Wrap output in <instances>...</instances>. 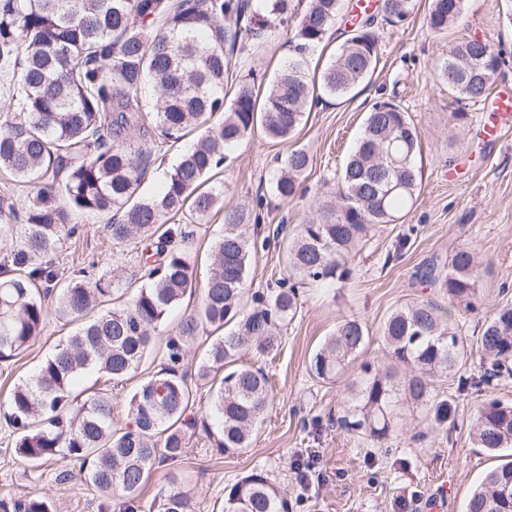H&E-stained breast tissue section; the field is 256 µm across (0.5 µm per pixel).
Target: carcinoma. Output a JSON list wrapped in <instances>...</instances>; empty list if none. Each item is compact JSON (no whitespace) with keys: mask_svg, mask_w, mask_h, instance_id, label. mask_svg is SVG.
I'll return each instance as SVG.
<instances>
[{"mask_svg":"<svg viewBox=\"0 0 512 512\" xmlns=\"http://www.w3.org/2000/svg\"><path fill=\"white\" fill-rule=\"evenodd\" d=\"M342 0H309L298 17L294 49L280 74L258 92L241 77L230 102L224 83L232 58L272 32L288 14V0H0V73L11 75V112L0 113V173L39 188L22 211L0 208V360L7 361L41 335L45 300L54 313L77 322L39 370L15 386L0 412L16 432L14 452L37 465L76 462L101 498L100 512L118 500L139 512L141 488L155 464L182 460L190 438L202 433L226 454L250 447L274 398L260 367L240 365L246 354L278 351L279 330L297 312L298 288L307 281H343L348 258L377 224H396L412 207L421 182L416 125L391 100L371 105L357 145L341 176L336 201L321 204L316 219L288 239L291 282L251 294L241 310L256 239L251 214L224 207L223 186L200 187L228 161L226 150L256 128L276 140L295 135L305 113L324 97L344 98L377 67L375 16L352 22L350 34L319 82L309 77L310 55L328 37ZM466 0H431L427 25L445 33L457 24ZM387 21L412 14L414 0H381ZM502 52L487 39L452 45L438 77L456 102L485 99L501 69ZM157 92L145 107L147 87ZM191 131L197 140L167 175L161 192L132 201L154 155ZM308 152L292 150L273 189L295 196L309 166ZM66 197L68 205L57 200ZM189 208L191 224L224 212L222 234L211 249V270L200 309L169 332L168 311L193 288L190 224H161ZM76 212L106 217L112 244L151 250L142 266L145 284L126 298L118 279L87 277L74 266L61 279L50 254L78 232ZM423 282L437 287L464 312L483 306L479 261L460 247L430 262ZM110 308L92 319L87 314ZM435 302L395 309L381 326L391 364L361 366L348 386L337 422L346 432L382 441L402 430L395 410L410 405L437 426L455 422L456 407L439 383L492 388L512 376V304L494 308L475 340L451 323ZM231 329L213 339L196 364L188 347L201 332ZM370 336L356 318L344 319L314 353L312 376H338L366 348ZM160 369L146 376L127 401L120 421L112 393L97 391L74 403L76 380L96 371L117 384L134 378L149 356ZM483 372L456 378L473 358ZM206 387L208 413H193L195 393ZM473 444L491 453L512 450V403L488 400L470 427ZM0 512H53L40 497L0 499ZM148 512H195L177 479ZM222 512H289L284 491L254 470L224 497ZM465 512H512V461L490 471L470 496Z\"/></svg>","mask_w":512,"mask_h":512,"instance_id":"cac0c4a2","label":"carcinoma"}]
</instances>
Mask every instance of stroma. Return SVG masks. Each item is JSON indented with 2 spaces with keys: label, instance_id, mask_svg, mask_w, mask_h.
<instances>
[{
  "label": "stroma",
  "instance_id": "1",
  "mask_svg": "<svg viewBox=\"0 0 512 512\" xmlns=\"http://www.w3.org/2000/svg\"><path fill=\"white\" fill-rule=\"evenodd\" d=\"M512 0H466L461 21L447 33L432 32L426 23L429 0H416L403 23L377 21L380 61L371 77L349 99H330L313 106L294 137L269 138L255 130L232 151L233 162L217 176L224 186V204L253 212L261 237L276 234L280 225L296 227L312 221L320 203L333 200L337 177L355 146L371 104L389 99L408 112L422 139V183L407 215L395 224H381L353 252L349 278L332 287L303 288L295 318L282 328L275 357L262 359L276 393L275 405L256 432L250 448L228 455L212 451L192 437L183 460L156 464L144 486L143 505H150L171 479L181 480L196 512L221 507L231 486L252 469L266 471L284 488L291 512H429L435 491L444 494L442 512H464L465 505L498 457L474 447L469 427L488 398L487 392L444 391L457 406L454 423L431 424L419 410L404 407L398 417L404 429L376 444L346 434L336 423L348 383L361 362L384 363L380 326L395 309L412 302H442L438 288L416 276L432 257L466 246L483 265L480 293L487 308L512 302V130L494 135L481 104L468 106L467 119L452 120L455 109L437 79V65L449 46L473 39L492 40L504 63L496 87H512V26L505 9ZM288 18L278 23L261 51L235 58L238 74L273 77L291 53L296 19L307 0H289ZM305 148L310 166L292 199L272 192L278 168L288 152ZM80 237L54 258L57 269L69 270L72 260L95 262V271L123 281L139 270L131 248L113 246L104 220L75 214ZM224 215L212 214L198 225L190 249L196 288L190 306H200L210 273L209 250L223 230ZM410 241L402 252L394 244L402 234ZM282 253L275 246L258 249L249 270L252 289L266 290L286 277ZM357 318L369 328L372 341L361 361L352 362L334 381L324 383L310 373L314 351L339 321ZM74 330L72 324L48 314L45 328L14 359L0 362V400L29 377L54 346ZM423 432V442L413 441ZM15 434L0 417V498L39 496L54 512H98V493L79 475L60 478V465L31 467L14 452ZM306 471H298L299 463Z\"/></svg>",
  "mask_w": 512,
  "mask_h": 512
}]
</instances>
